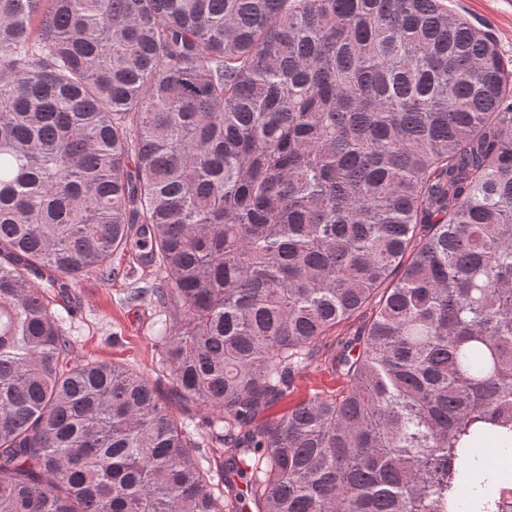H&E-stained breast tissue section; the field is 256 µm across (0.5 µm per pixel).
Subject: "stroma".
<instances>
[{"instance_id":"35a3bbf8","label":"stroma","mask_w":512,"mask_h":512,"mask_svg":"<svg viewBox=\"0 0 512 512\" xmlns=\"http://www.w3.org/2000/svg\"><path fill=\"white\" fill-rule=\"evenodd\" d=\"M449 8L474 26L488 31L505 59H512V0H448ZM145 269L104 284L95 277L74 285L72 311L65 326L75 340V359H94L126 365L150 377L160 373L157 343L161 316L146 303L127 299L132 288L151 281ZM355 324L338 327L335 335L323 339L322 355L297 382L294 400L315 393L335 394L342 382L331 368L330 356L338 339L351 335Z\"/></svg>"}]
</instances>
